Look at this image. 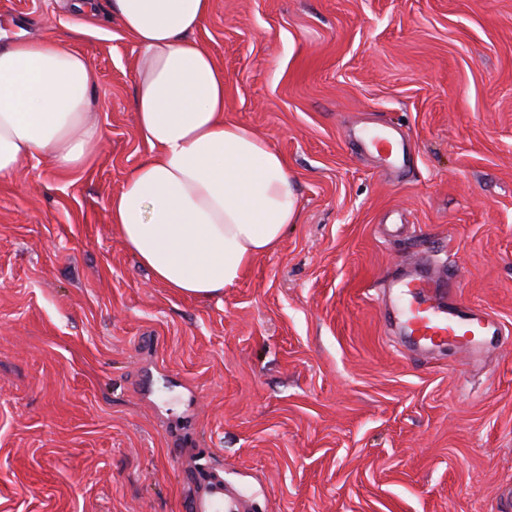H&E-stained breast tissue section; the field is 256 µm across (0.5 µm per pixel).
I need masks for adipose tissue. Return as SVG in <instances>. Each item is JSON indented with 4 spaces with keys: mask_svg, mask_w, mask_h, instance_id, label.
<instances>
[{
    "mask_svg": "<svg viewBox=\"0 0 512 512\" xmlns=\"http://www.w3.org/2000/svg\"><path fill=\"white\" fill-rule=\"evenodd\" d=\"M137 48L134 109L151 154L112 197L128 251L171 291L210 299L274 251L297 214L282 156L224 120V69L195 40L211 0H111ZM97 74L49 39L0 43V178L47 154L82 166L100 146L88 112Z\"/></svg>",
    "mask_w": 512,
    "mask_h": 512,
    "instance_id": "adipose-tissue-1",
    "label": "adipose tissue"
}]
</instances>
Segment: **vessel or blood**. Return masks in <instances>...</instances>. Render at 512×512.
<instances>
[{
	"instance_id": "obj_1",
	"label": "vessel or blood",
	"mask_w": 512,
	"mask_h": 512,
	"mask_svg": "<svg viewBox=\"0 0 512 512\" xmlns=\"http://www.w3.org/2000/svg\"><path fill=\"white\" fill-rule=\"evenodd\" d=\"M371 145L379 159L391 164L406 155L405 138L393 129L380 131L372 138ZM457 278L456 271L436 275L416 262L407 265L403 276L395 281V288L406 289L408 293L397 314L410 351L453 346L476 355L497 344L500 330L489 314L480 307L457 302ZM194 510L236 512L219 489L210 498L196 499Z\"/></svg>"
}]
</instances>
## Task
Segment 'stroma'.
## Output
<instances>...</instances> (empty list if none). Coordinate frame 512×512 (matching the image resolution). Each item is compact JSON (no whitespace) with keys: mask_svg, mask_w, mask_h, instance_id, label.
Segmentation results:
<instances>
[{"mask_svg":"<svg viewBox=\"0 0 512 512\" xmlns=\"http://www.w3.org/2000/svg\"><path fill=\"white\" fill-rule=\"evenodd\" d=\"M0 0L12 40L97 72L100 148L0 179V512H512V0H213L224 119L286 161L298 217L223 295L153 281L110 200L151 154L136 53L98 0ZM399 127L392 171L367 128ZM503 341L419 357L370 282L419 258ZM216 490L210 498H198L194 504L195 512H235L238 507L229 503L228 499H224V493L221 488L215 483Z\"/></svg>","mask_w":512,"mask_h":512,"instance_id":"1","label":"stroma"}]
</instances>
